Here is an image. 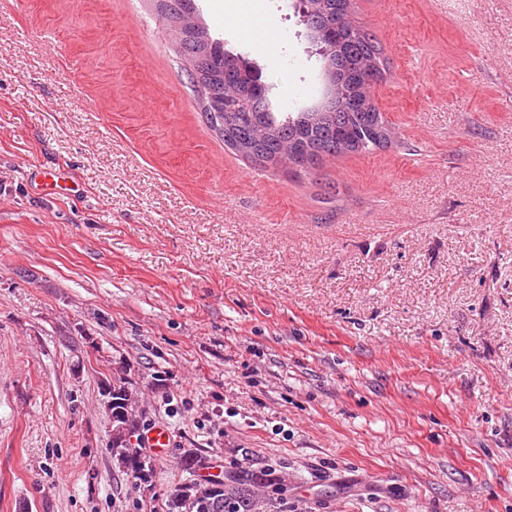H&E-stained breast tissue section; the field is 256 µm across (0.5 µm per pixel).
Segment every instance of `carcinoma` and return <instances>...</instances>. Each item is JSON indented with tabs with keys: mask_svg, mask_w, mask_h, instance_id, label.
<instances>
[{
	"mask_svg": "<svg viewBox=\"0 0 512 512\" xmlns=\"http://www.w3.org/2000/svg\"><path fill=\"white\" fill-rule=\"evenodd\" d=\"M173 11L161 16L175 28L178 16H193L196 27L176 38L178 52L195 88L202 112L224 146L262 168H294L307 172L327 157L370 154L387 146L392 123L375 104L370 88L382 74L380 43L350 19L352 0H304L302 13L308 40L325 49L321 61L336 98L309 110L274 112L269 89L255 84L253 62L224 48L211 36L195 0H169ZM130 382L112 379L110 450L119 468L144 481L153 471L151 459L128 441L140 429L141 416L132 403ZM272 479L263 471H232L218 482L190 479L169 495L167 512H274L259 498L258 486Z\"/></svg>",
	"mask_w": 512,
	"mask_h": 512,
	"instance_id": "1",
	"label": "carcinoma"
}]
</instances>
